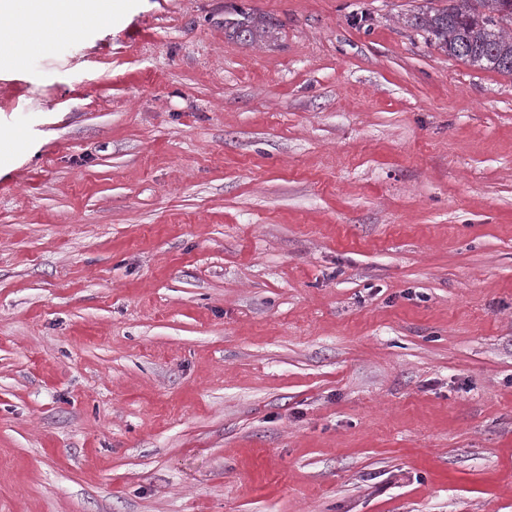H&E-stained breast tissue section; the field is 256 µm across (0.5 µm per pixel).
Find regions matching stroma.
<instances>
[{"label": "stroma", "instance_id": "obj_1", "mask_svg": "<svg viewBox=\"0 0 512 512\" xmlns=\"http://www.w3.org/2000/svg\"><path fill=\"white\" fill-rule=\"evenodd\" d=\"M425 3L124 0L0 69V512H512V76ZM277 23L262 15L234 5L230 11L224 9V35L233 41L258 44L265 38H272Z\"/></svg>", "mask_w": 512, "mask_h": 512}]
</instances>
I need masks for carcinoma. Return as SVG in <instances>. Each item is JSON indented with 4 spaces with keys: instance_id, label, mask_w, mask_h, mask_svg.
<instances>
[{
    "instance_id": "carcinoma-1",
    "label": "carcinoma",
    "mask_w": 512,
    "mask_h": 512,
    "mask_svg": "<svg viewBox=\"0 0 512 512\" xmlns=\"http://www.w3.org/2000/svg\"><path fill=\"white\" fill-rule=\"evenodd\" d=\"M443 52L512 76V0H442L407 19ZM277 23L240 6L224 12V35L245 44L273 37Z\"/></svg>"
}]
</instances>
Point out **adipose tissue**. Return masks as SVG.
Segmentation results:
<instances>
[{
    "label": "adipose tissue",
    "instance_id": "1",
    "mask_svg": "<svg viewBox=\"0 0 512 512\" xmlns=\"http://www.w3.org/2000/svg\"><path fill=\"white\" fill-rule=\"evenodd\" d=\"M117 7V0H0V29L7 19L20 11L43 20L38 40L28 41L17 36L0 39V65L21 64L36 50L64 37V30L55 24L59 17L68 16L78 22L89 18L108 28L113 24Z\"/></svg>",
    "mask_w": 512,
    "mask_h": 512
}]
</instances>
